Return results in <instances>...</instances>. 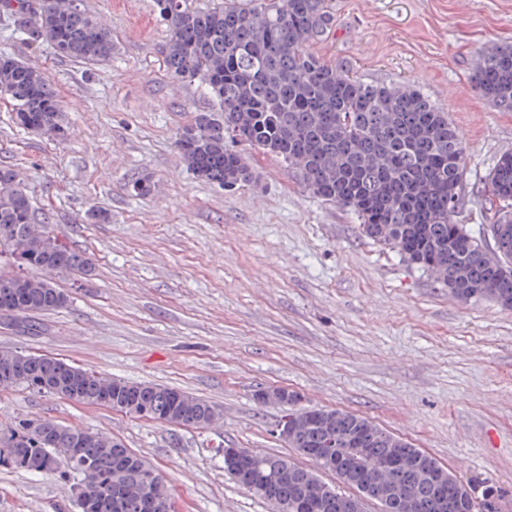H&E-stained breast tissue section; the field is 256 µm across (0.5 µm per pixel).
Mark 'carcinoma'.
<instances>
[{
	"mask_svg": "<svg viewBox=\"0 0 512 512\" xmlns=\"http://www.w3.org/2000/svg\"><path fill=\"white\" fill-rule=\"evenodd\" d=\"M72 0H0L20 33L50 44L57 55L105 63L112 58V33ZM168 38L159 48L169 76L198 82L214 111L197 114L178 145L186 167L220 187L246 184L253 171L238 152L224 146L236 131L248 145L296 168L316 197L353 212L361 233L395 250L408 264L430 273L455 297H488L512 310V153L499 157L487 179L489 223L477 236L453 220L461 201L465 147L448 113L411 85L374 84L322 61L310 44L326 37L335 22L328 0H224L207 9L189 0H154ZM470 81L475 91L503 112H512V44L483 50ZM0 97L10 100L22 126L56 134L60 110L48 76L7 56L0 57ZM12 231V247L0 248V263L40 269L60 253L65 272L82 275L91 264L46 224L35 221L15 172L0 167V225ZM500 246L489 250L486 235ZM14 301L10 315L22 320L61 308L67 296L53 277L0 272V296ZM0 387L43 397L71 394L78 403L107 401L126 414L175 422L211 424L216 410L207 400L152 383L104 378L94 371L46 355L0 350ZM294 431L288 445L303 456L336 444L318 470L364 493L373 465L399 459L397 492L379 501L382 512H484L499 496L460 481L432 456L369 420L339 410L283 407ZM61 458L54 472L77 487L113 497L112 512H174L170 488L143 458L121 442L89 428L47 418H22L0 425V467L39 473V463ZM239 485L265 498L263 486L294 506L308 497L317 470L246 449L224 467Z\"/></svg>",
	"mask_w": 512,
	"mask_h": 512,
	"instance_id": "cac0c4a2",
	"label": "carcinoma"
}]
</instances>
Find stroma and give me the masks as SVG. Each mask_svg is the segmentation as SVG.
<instances>
[{
    "label": "stroma",
    "instance_id": "35a3bbf8",
    "mask_svg": "<svg viewBox=\"0 0 512 512\" xmlns=\"http://www.w3.org/2000/svg\"><path fill=\"white\" fill-rule=\"evenodd\" d=\"M336 26L311 46L367 82L409 84L436 103L467 148L457 223H487L484 183L512 152V112L472 88L486 47L512 43V0H329ZM112 30V61L55 55L0 14V53L45 72L65 137L18 127L0 98V165L14 168L38 216L85 252L90 277L56 275L65 307L35 329L0 314V348L48 354L113 377L187 391L219 425L180 427L107 406L0 390V425L47 416L120 439L169 486L176 512H272L224 472L222 448L310 459L277 437L281 412L255 398L283 387L302 408L360 415L444 464L485 480L512 512V311L462 301L393 249L360 235L350 211L308 191L298 171L239 142L253 182L197 179L179 131L213 103L177 82L158 52L153 0H84ZM150 176L149 196L127 190ZM107 224H88L89 208ZM0 512H77L55 476L0 468Z\"/></svg>",
    "mask_w": 512,
    "mask_h": 512
}]
</instances>
